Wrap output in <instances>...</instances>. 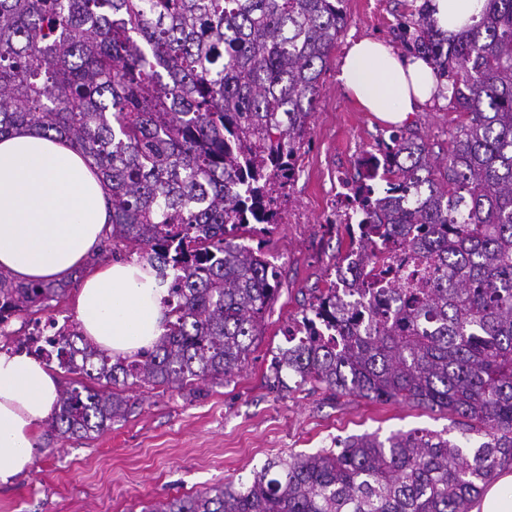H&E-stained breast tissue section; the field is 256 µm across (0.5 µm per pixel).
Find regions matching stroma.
Returning <instances> with one entry per match:
<instances>
[{"label":"stroma","instance_id":"obj_1","mask_svg":"<svg viewBox=\"0 0 512 512\" xmlns=\"http://www.w3.org/2000/svg\"><path fill=\"white\" fill-rule=\"evenodd\" d=\"M405 0H345L346 26L320 80L311 142L288 187L283 222L262 238L282 273L279 297L262 340L234 382L204 383L194 396L139 389L141 404L100 433L62 440L41 435L29 470L0 486V512H141L153 500L249 481L276 456L311 454L337 440L397 431H450L451 415L408 403L379 404L333 396L309 384L273 389L271 367L288 329L348 253L336 205L339 175L353 176L358 157L388 138L390 126L364 111L336 79L348 44L363 37L393 42ZM456 115L447 100L426 103L409 120L434 148L448 146Z\"/></svg>","mask_w":512,"mask_h":512}]
</instances>
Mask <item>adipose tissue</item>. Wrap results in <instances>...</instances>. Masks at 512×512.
Masks as SVG:
<instances>
[{"instance_id": "1", "label": "adipose tissue", "mask_w": 512, "mask_h": 512, "mask_svg": "<svg viewBox=\"0 0 512 512\" xmlns=\"http://www.w3.org/2000/svg\"><path fill=\"white\" fill-rule=\"evenodd\" d=\"M484 3L431 0L439 27L450 34L472 25ZM337 78L365 111L394 125L408 121L437 86L424 61L368 38L350 42ZM111 215L93 165L70 142L31 128L0 138L1 271L24 283L69 276L96 250ZM165 294L151 268L110 262L85 280L76 318L83 335L108 354L131 357L163 334ZM58 395L51 364L0 352V483L29 469L37 431Z\"/></svg>"}]
</instances>
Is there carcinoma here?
<instances>
[{"mask_svg":"<svg viewBox=\"0 0 512 512\" xmlns=\"http://www.w3.org/2000/svg\"><path fill=\"white\" fill-rule=\"evenodd\" d=\"M429 2L409 0L395 36L458 113L448 150L402 128L357 159L345 229L361 272L312 297L305 339L280 350L272 384L291 372L335 396L446 411L485 441L354 435L142 512H471L512 467V0H486L452 38ZM343 3L0 0V137L35 127L78 146L112 198L87 266L135 255L169 284L165 332L146 351L114 359L77 329L50 340L80 376L59 391L57 435L108 428L136 408V388L193 394L242 370L280 290L247 241L282 221ZM397 242L407 264L389 279ZM67 292L0 271V324ZM76 349L83 368L69 366Z\"/></svg>","mask_w":512,"mask_h":512,"instance_id":"obj_1","label":"carcinoma"}]
</instances>
